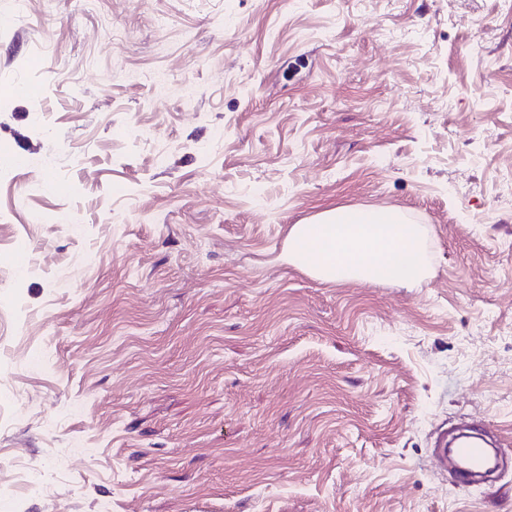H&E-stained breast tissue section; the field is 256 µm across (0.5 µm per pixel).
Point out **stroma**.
<instances>
[{
    "label": "stroma",
    "instance_id": "stroma-1",
    "mask_svg": "<svg viewBox=\"0 0 512 512\" xmlns=\"http://www.w3.org/2000/svg\"><path fill=\"white\" fill-rule=\"evenodd\" d=\"M4 86L0 512H512L503 0H0ZM341 207L426 277L289 263ZM288 260L324 282L412 284L427 272L423 230L400 213L336 208L292 225ZM454 451L456 456L463 461V466L458 471V476L469 479L482 464L484 448L475 441H461L454 448Z\"/></svg>",
    "mask_w": 512,
    "mask_h": 512
}]
</instances>
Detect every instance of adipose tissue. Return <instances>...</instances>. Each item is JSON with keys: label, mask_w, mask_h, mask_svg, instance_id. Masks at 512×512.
<instances>
[{"label": "adipose tissue", "mask_w": 512, "mask_h": 512, "mask_svg": "<svg viewBox=\"0 0 512 512\" xmlns=\"http://www.w3.org/2000/svg\"><path fill=\"white\" fill-rule=\"evenodd\" d=\"M288 259L332 283L412 284L427 272L422 229L382 209L336 208L292 225Z\"/></svg>", "instance_id": "adipose-tissue-1"}]
</instances>
